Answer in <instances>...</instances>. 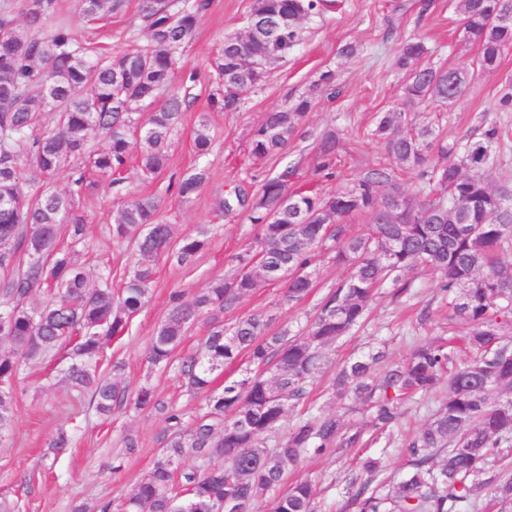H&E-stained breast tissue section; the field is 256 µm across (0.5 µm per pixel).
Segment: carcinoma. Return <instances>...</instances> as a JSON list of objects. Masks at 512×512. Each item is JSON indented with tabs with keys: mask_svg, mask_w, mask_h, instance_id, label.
<instances>
[{
	"mask_svg": "<svg viewBox=\"0 0 512 512\" xmlns=\"http://www.w3.org/2000/svg\"><path fill=\"white\" fill-rule=\"evenodd\" d=\"M213 0H143L140 21L147 44L127 53L98 52L83 44L60 20L49 35L45 20L58 13L57 0H26L25 23L0 17V439L16 409L14 386L24 363L47 356L69 360L70 390L89 396L105 418L129 402L161 415V448L150 475L119 501L97 512H252L284 481L286 467L314 449L353 448L362 429L339 415L314 414L288 426L271 447L268 437L283 427L288 411L307 395L328 348L365 319L375 290L389 284L397 298L410 296L407 272L417 266L441 275L452 294L448 307L470 325L465 337L471 360L454 365L448 344L417 345L403 361L377 372L378 351L345 362L334 394H354L371 412L372 427L390 432L405 399L432 394L447 385L433 420L405 442L410 469L389 489L377 482L380 460L365 458L346 484L355 512H483L484 498L512 512V185L495 187L491 171L501 164L506 129L484 114L475 132L448 141L432 122L415 123L399 110L380 112L371 136L391 163H364L355 178L333 193L289 191L295 170L269 178L252 198L249 220L259 227V249L235 256L234 275L184 300L176 296L149 345L152 365L174 370L190 392L208 390L211 376L245 353L251 369L206 396L189 417L142 386L130 394L106 377L112 339L124 335L151 297L154 267L164 257L179 267L193 265L207 232L173 240L159 219L160 200L136 196L116 211L112 240L132 242L143 260L113 291L105 279L91 288L74 258L86 219L78 201L92 187L84 174L59 192L45 183L30 188V169L47 181L73 160H83L102 177L121 171L136 154L146 176L167 168L172 132L189 106L183 89L191 73L177 79V54L188 43ZM343 0H253L247 23L282 22L280 41L242 42L228 35L213 67L218 88L211 106L239 112L245 94L260 86L276 65L303 41L304 24L322 20ZM82 19L97 23L124 11L125 0H77ZM463 39L477 45L471 59L447 66L425 62L433 55L420 37L401 44L396 59L403 72L402 98L409 105L450 108L470 86L468 75H491L512 50V0H462ZM153 107L146 119L140 107ZM312 98L301 95L269 112L252 129L250 151L259 158L283 150L298 134ZM496 112H512V82L498 91ZM107 145L90 147L92 134ZM214 138L207 117L192 130L196 153L206 156ZM344 150L334 131L316 136V172L331 179ZM416 184L410 196L400 178ZM201 166L181 177L177 194L189 200L209 180ZM368 219V232L354 235L344 220ZM66 235L71 247L59 245ZM327 251L349 268L345 281L319 306L305 336L287 328L269 332L271 318L249 315L231 328L224 318L240 302L272 281V270L299 273L288 278L285 300H304L313 286L315 256ZM42 289L48 299L29 305ZM205 321L204 342L180 357L187 327ZM193 458L197 466H187ZM319 489L305 479L270 500L269 512H318Z\"/></svg>",
	"mask_w": 512,
	"mask_h": 512,
	"instance_id": "1",
	"label": "carcinoma"
}]
</instances>
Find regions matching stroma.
I'll list each match as a JSON object with an SVG mask.
<instances>
[{"label":"stroma","instance_id":"stroma-1","mask_svg":"<svg viewBox=\"0 0 512 512\" xmlns=\"http://www.w3.org/2000/svg\"><path fill=\"white\" fill-rule=\"evenodd\" d=\"M141 3L128 0L124 12L114 15L99 31L98 41L113 52L132 51L146 44L147 33L138 17ZM252 3L214 0L211 11L200 19L193 40L182 50L179 66L196 71L197 81L192 89L194 100L184 110L173 137L166 172L144 178L135 166H128L120 185L98 182L78 203L87 219L78 259L94 282L108 265L113 283H120L138 259L132 246L114 244L108 232L122 199L156 195L160 216L171 224L177 241L196 236L200 227H208V242L191 267L180 268L162 258L156 261L150 305L132 319L128 333L109 348L113 360L123 365L119 380L129 390L145 384L153 386L160 397L190 412L204 404V396H190L174 372L153 368L148 362V348L173 294L188 297L232 275V255L256 244L258 229L250 224L246 210L239 207L231 214H219L214 209L216 196L227 195L237 186L256 193L264 179L288 167L296 171L291 190L335 191V181L322 179L314 171L315 137L327 129L337 131L347 147L339 166L344 175L355 174L362 162L383 160V151L368 138L367 131L376 113L400 105L403 74L394 62L402 41L413 36L424 38L434 48L431 61L438 66L468 60L477 51L474 44L462 38L461 0H345L341 11L319 24L306 26L302 45L273 69L259 88L248 93L243 111L210 110L212 61L225 36L242 31ZM347 43L358 47L357 55L350 59L338 53L339 47ZM328 70L335 75L338 91L333 100L316 87L320 75ZM509 79L512 51L506 53L496 74L476 80L454 107L442 111L441 135L453 140L472 132L482 111L493 107L498 91ZM303 94L313 98L304 134L290 140L272 157L251 156L250 134L265 113L281 109ZM203 115L209 118L214 143L201 161L193 150L191 131ZM202 162L210 170V180L196 197L185 201L169 191L171 177L184 175ZM347 274V269L336 265L330 256H320L317 278L306 299L284 302L285 282L272 283L243 299L236 313L228 314L224 322L229 325L240 315L265 314L272 318V330H305L320 302ZM408 277L413 288L407 301H396L390 289H379L364 323L328 349L307 406L339 415L352 406V398L336 399L330 389L336 368L344 361L380 348L386 351L388 361L395 362L408 356L418 342L467 333L464 321L448 318V295L441 288L438 274L417 268ZM425 307L430 310V318L423 322L419 313ZM16 395L12 428L0 441V500L21 498L25 512H71L76 503L93 506L120 498L149 476L160 447L162 422L157 414L127 405L114 411L111 419H102L88 397L68 396L65 374L52 358L22 367ZM435 406V396H415L403 406L402 424L391 438L347 449L340 456L307 453L298 464L288 467L286 479L291 482L309 477L320 481L326 512H352L345 479L355 469L357 458L381 457L385 478L401 476L409 460L402 446L405 435L423 428ZM61 431L67 433L71 446L54 470H43L38 460L48 454L51 439ZM129 434L139 440L140 447L135 454L124 456L122 469L113 470L112 461L116 455H123V438Z\"/></svg>","mask_w":512,"mask_h":512}]
</instances>
